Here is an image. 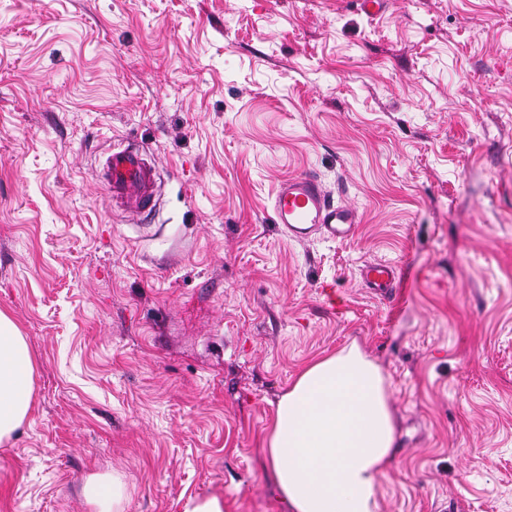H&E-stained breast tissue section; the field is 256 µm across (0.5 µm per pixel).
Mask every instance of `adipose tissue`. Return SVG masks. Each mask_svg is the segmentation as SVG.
I'll return each mask as SVG.
<instances>
[{
    "instance_id": "1",
    "label": "adipose tissue",
    "mask_w": 512,
    "mask_h": 512,
    "mask_svg": "<svg viewBox=\"0 0 512 512\" xmlns=\"http://www.w3.org/2000/svg\"><path fill=\"white\" fill-rule=\"evenodd\" d=\"M33 363L0 311V444L27 417ZM396 425L380 365L357 344L308 362L280 396L263 448L290 512H377Z\"/></svg>"
}]
</instances>
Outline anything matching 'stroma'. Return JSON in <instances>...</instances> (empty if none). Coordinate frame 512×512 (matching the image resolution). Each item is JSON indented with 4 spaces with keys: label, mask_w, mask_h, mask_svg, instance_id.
Segmentation results:
<instances>
[{
    "label": "stroma",
    "mask_w": 512,
    "mask_h": 512,
    "mask_svg": "<svg viewBox=\"0 0 512 512\" xmlns=\"http://www.w3.org/2000/svg\"><path fill=\"white\" fill-rule=\"evenodd\" d=\"M115 141L157 164L148 215L95 179ZM303 173L353 239L274 224ZM0 310L34 366L0 512L115 478L116 512H290L262 438L352 343L397 427L378 512H512V0H0ZM360 279L375 295L391 294L399 279L397 264L389 261H374L363 264L360 269Z\"/></svg>",
    "instance_id": "1"
}]
</instances>
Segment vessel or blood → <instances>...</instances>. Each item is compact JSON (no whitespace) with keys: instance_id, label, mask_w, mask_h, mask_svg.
<instances>
[{"instance_id":"vessel-or-blood-1","label":"vessel or blood","mask_w":512,"mask_h":512,"mask_svg":"<svg viewBox=\"0 0 512 512\" xmlns=\"http://www.w3.org/2000/svg\"><path fill=\"white\" fill-rule=\"evenodd\" d=\"M96 177L125 212L141 214L151 210L159 193L158 172L148 157L132 144L118 143L98 162ZM274 221L289 239L307 241L316 237L343 242L353 238L360 222L358 211L334 202L320 180L300 174L282 181L269 200ZM360 279L374 294H391L399 279L397 266L389 261L363 264Z\"/></svg>"}]
</instances>
